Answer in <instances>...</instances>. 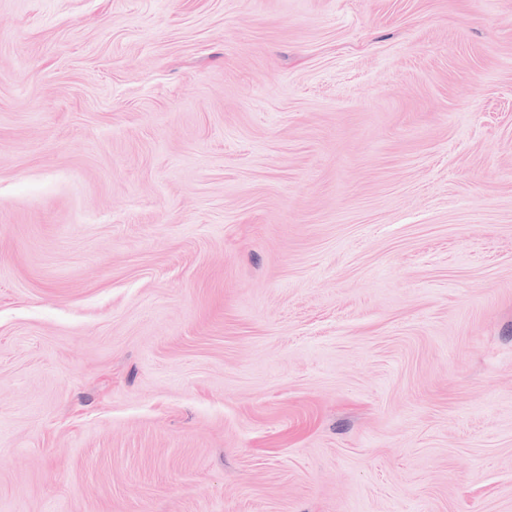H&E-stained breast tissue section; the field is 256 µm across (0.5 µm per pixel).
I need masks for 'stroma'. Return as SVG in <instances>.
I'll return each mask as SVG.
<instances>
[{"label": "stroma", "instance_id": "1", "mask_svg": "<svg viewBox=\"0 0 512 512\" xmlns=\"http://www.w3.org/2000/svg\"><path fill=\"white\" fill-rule=\"evenodd\" d=\"M0 512H512V0H0Z\"/></svg>", "mask_w": 512, "mask_h": 512}]
</instances>
